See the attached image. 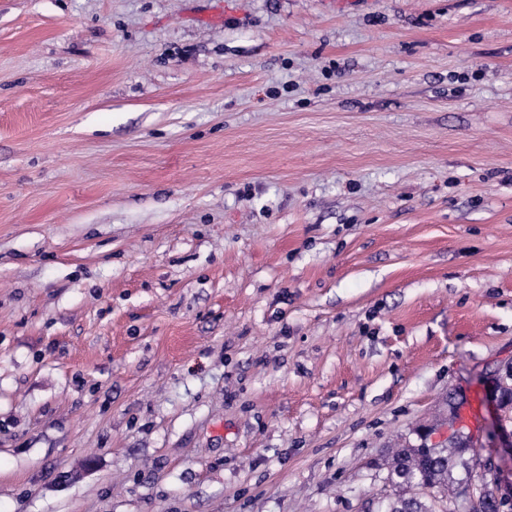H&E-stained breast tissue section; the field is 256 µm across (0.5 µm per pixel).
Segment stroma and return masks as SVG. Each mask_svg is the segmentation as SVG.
Masks as SVG:
<instances>
[{
  "mask_svg": "<svg viewBox=\"0 0 512 512\" xmlns=\"http://www.w3.org/2000/svg\"><path fill=\"white\" fill-rule=\"evenodd\" d=\"M512 0H0V512H377L512 456ZM430 436V432L422 434L423 444L416 449L426 451L427 448H438L437 450L417 453L410 448H392L388 453L384 464L387 469L385 483L391 487V493L382 498L381 510L378 512L448 511L450 493L458 495V484L450 479V473L463 448H459L460 443L456 441L449 442L448 448H440L442 443L428 445ZM421 486L427 487L429 493L420 492ZM408 491L414 493L410 494ZM426 497L431 498L430 502ZM437 508L440 510H436Z\"/></svg>",
  "mask_w": 512,
  "mask_h": 512,
  "instance_id": "obj_1",
  "label": "stroma"
}]
</instances>
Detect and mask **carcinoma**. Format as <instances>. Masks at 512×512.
I'll use <instances>...</instances> for the list:
<instances>
[{"instance_id":"cac0c4a2","label":"carcinoma","mask_w":512,"mask_h":512,"mask_svg":"<svg viewBox=\"0 0 512 512\" xmlns=\"http://www.w3.org/2000/svg\"><path fill=\"white\" fill-rule=\"evenodd\" d=\"M461 453L460 443L417 453L410 448H393L385 460V483L391 493L381 500L379 512H447L444 503L458 491L450 473Z\"/></svg>"}]
</instances>
